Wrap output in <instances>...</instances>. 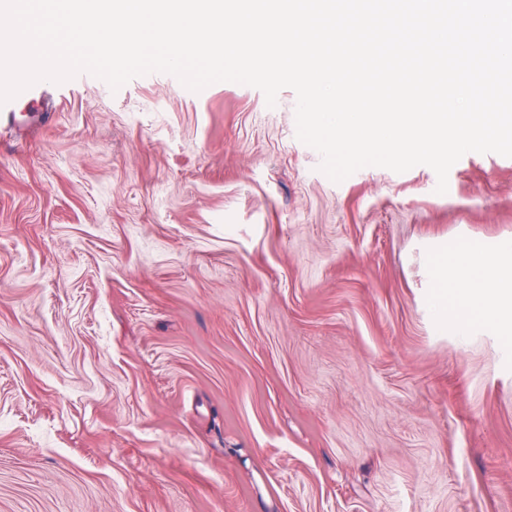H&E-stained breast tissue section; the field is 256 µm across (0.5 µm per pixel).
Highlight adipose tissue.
Segmentation results:
<instances>
[{"label": "adipose tissue", "mask_w": 512, "mask_h": 512, "mask_svg": "<svg viewBox=\"0 0 512 512\" xmlns=\"http://www.w3.org/2000/svg\"><path fill=\"white\" fill-rule=\"evenodd\" d=\"M429 303L437 323L455 316L459 330L474 317L493 332H512V243L487 253L436 252L429 263Z\"/></svg>", "instance_id": "adipose-tissue-1"}]
</instances>
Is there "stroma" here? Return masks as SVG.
Wrapping results in <instances>:
<instances>
[{"mask_svg": "<svg viewBox=\"0 0 512 512\" xmlns=\"http://www.w3.org/2000/svg\"><path fill=\"white\" fill-rule=\"evenodd\" d=\"M0 106V512H512V337L438 325L426 245L512 240V158L333 182L296 95Z\"/></svg>", "mask_w": 512, "mask_h": 512, "instance_id": "35a3bbf8", "label": "stroma"}]
</instances>
